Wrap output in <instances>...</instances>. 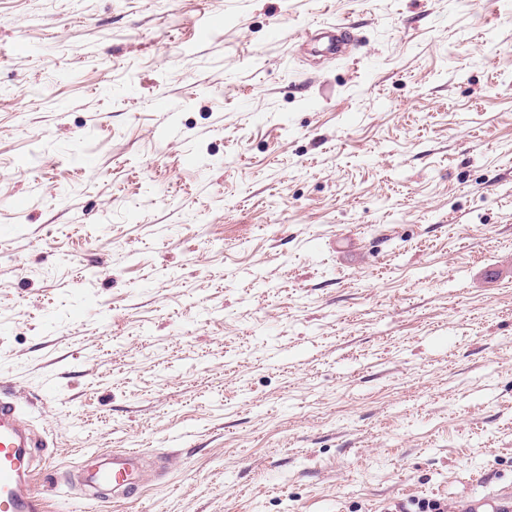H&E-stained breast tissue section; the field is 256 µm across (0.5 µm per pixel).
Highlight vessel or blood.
Listing matches in <instances>:
<instances>
[{
    "mask_svg": "<svg viewBox=\"0 0 512 512\" xmlns=\"http://www.w3.org/2000/svg\"><path fill=\"white\" fill-rule=\"evenodd\" d=\"M34 443L18 421L14 402L0 398V512H44V501L34 490L30 464ZM137 449L123 450L111 462L91 472L89 483L136 492L142 473Z\"/></svg>",
    "mask_w": 512,
    "mask_h": 512,
    "instance_id": "obj_1",
    "label": "vessel or blood"
}]
</instances>
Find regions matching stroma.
<instances>
[{"label":"stroma","mask_w":512,"mask_h":512,"mask_svg":"<svg viewBox=\"0 0 512 512\" xmlns=\"http://www.w3.org/2000/svg\"><path fill=\"white\" fill-rule=\"evenodd\" d=\"M0 395L49 512L512 486V0H0ZM141 456L136 448L123 449L120 454L113 455L112 463H106L91 472L87 480L100 487L112 486L113 491L122 490L134 493L138 490L142 473L136 464Z\"/></svg>","instance_id":"1"}]
</instances>
